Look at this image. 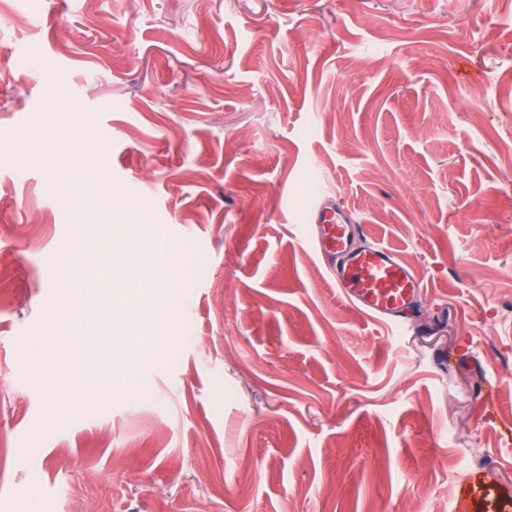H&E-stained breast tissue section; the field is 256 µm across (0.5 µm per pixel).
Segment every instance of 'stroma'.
Here are the masks:
<instances>
[{"instance_id":"stroma-1","label":"stroma","mask_w":512,"mask_h":512,"mask_svg":"<svg viewBox=\"0 0 512 512\" xmlns=\"http://www.w3.org/2000/svg\"><path fill=\"white\" fill-rule=\"evenodd\" d=\"M1 153L0 512H512V0H0ZM176 231L138 310L117 245ZM329 199L319 198L307 212L306 239L329 263L339 295L359 311L398 328L415 307L423 284L389 247L356 243L365 226Z\"/></svg>"}]
</instances>
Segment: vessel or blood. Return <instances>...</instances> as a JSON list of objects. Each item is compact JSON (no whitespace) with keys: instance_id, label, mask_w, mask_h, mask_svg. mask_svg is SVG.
Segmentation results:
<instances>
[{"instance_id":"vessel-or-blood-1","label":"vessel or blood","mask_w":512,"mask_h":512,"mask_svg":"<svg viewBox=\"0 0 512 512\" xmlns=\"http://www.w3.org/2000/svg\"><path fill=\"white\" fill-rule=\"evenodd\" d=\"M306 228L311 248L329 262L339 295L370 317L399 327L422 293L417 274L382 243L358 245L364 225L353 223L330 200L318 199L309 208Z\"/></svg>"}]
</instances>
